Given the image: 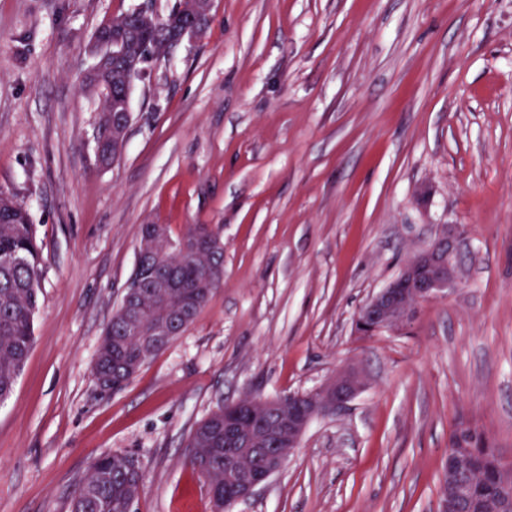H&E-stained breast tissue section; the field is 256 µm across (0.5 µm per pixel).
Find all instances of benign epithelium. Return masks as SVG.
<instances>
[{"mask_svg":"<svg viewBox=\"0 0 512 512\" xmlns=\"http://www.w3.org/2000/svg\"><path fill=\"white\" fill-rule=\"evenodd\" d=\"M212 0H177L170 14L162 17L151 6L143 3L135 15L150 24L162 17L166 20V40L144 52L136 46L137 38L127 27L119 25L108 33L95 32L92 39L95 58L89 75L96 78L102 100L112 97V64L128 70L129 77L124 90L125 118L112 123V142L125 143L131 123L130 90L133 79L143 71L144 65L161 54L171 51L184 41L197 38L208 21ZM456 229L446 228L430 244L416 252L401 272L385 288L370 298L354 320V331L359 336H374L384 332L398 331L406 327L416 316L419 307L428 301L448 294L457 284L458 271L455 263ZM198 309L195 293L182 294V303L177 318L190 324ZM174 332L169 325L160 323L151 332L150 347L168 345ZM363 386L358 370L346 366L308 393H290L276 398H254L249 402L224 405V443L250 442L251 430L236 422L240 410L249 411V416L265 430L266 437L274 441L278 451H263L261 466L246 468L243 457L257 452L244 447L235 453H227L224 461L225 484L234 493L224 496V512L248 499L254 492L280 473L288 463L294 449L310 423L317 417L335 413L353 399ZM475 466V455L466 448L448 449V497L443 512H456L460 502L471 498L473 490L461 476Z\"/></svg>","mask_w":512,"mask_h":512,"instance_id":"obj_1","label":"benign epithelium"}]
</instances>
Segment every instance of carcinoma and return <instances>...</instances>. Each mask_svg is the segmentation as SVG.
<instances>
[{"instance_id": "cac0c4a2", "label": "carcinoma", "mask_w": 512, "mask_h": 512, "mask_svg": "<svg viewBox=\"0 0 512 512\" xmlns=\"http://www.w3.org/2000/svg\"><path fill=\"white\" fill-rule=\"evenodd\" d=\"M206 233L215 247L206 259L192 253L176 254L169 244L191 241ZM144 262L174 273L177 281L200 297L204 308L220 287L224 274V242L207 224H189L175 234L167 225L156 237H141ZM41 267V249L28 209L0 190V401L10 397L34 342V317L40 288L33 277ZM157 299L148 304L143 330L172 308L181 289H154ZM142 351L141 337L133 335L119 312L108 322L94 365V374L112 382V390L133 377L127 361ZM187 447L196 453L186 463L207 481L214 512H224V406L217 407L191 432ZM81 498L71 500L70 512H132L139 496L138 484L129 477L126 457L100 454L81 481Z\"/></svg>"}]
</instances>
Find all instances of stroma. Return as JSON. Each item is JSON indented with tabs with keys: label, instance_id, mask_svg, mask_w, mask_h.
Returning a JSON list of instances; mask_svg holds the SVG:
<instances>
[{
	"label": "stroma",
	"instance_id": "35a3bbf8",
	"mask_svg": "<svg viewBox=\"0 0 512 512\" xmlns=\"http://www.w3.org/2000/svg\"><path fill=\"white\" fill-rule=\"evenodd\" d=\"M141 0H0V190L42 244L34 343L0 403V512H69L91 460L133 458L136 512H212L184 463L218 405L365 386L233 512H440L448 451L512 466V0H214L148 63L99 166L95 31ZM208 224L224 278L121 391L93 374L140 227ZM458 227L459 283L406 329L353 321Z\"/></svg>",
	"mask_w": 512,
	"mask_h": 512
}]
</instances>
